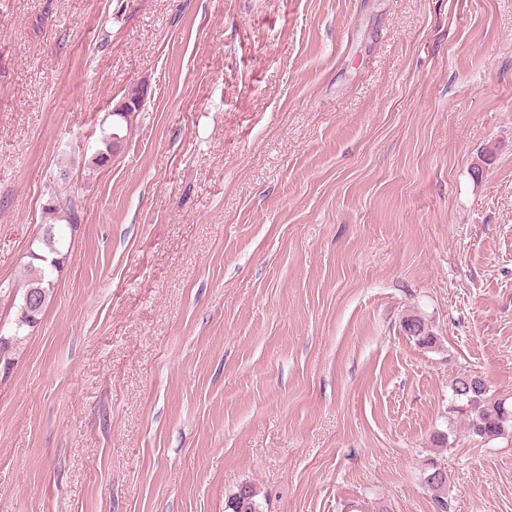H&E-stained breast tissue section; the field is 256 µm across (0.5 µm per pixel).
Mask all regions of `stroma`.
Instances as JSON below:
<instances>
[{
	"label": "stroma",
	"mask_w": 512,
	"mask_h": 512,
	"mask_svg": "<svg viewBox=\"0 0 512 512\" xmlns=\"http://www.w3.org/2000/svg\"><path fill=\"white\" fill-rule=\"evenodd\" d=\"M48 224L0 512H512V438L448 419L512 399V0H0L1 289ZM402 330L415 340L416 344L433 347L436 344V337L426 326L425 322L417 316L409 315L401 321ZM479 375L461 373L451 383L448 413L462 416L466 421L468 436L487 442L512 435V419H504V411H512L507 399L489 394ZM244 499L249 503L246 507H250V509H246L245 507V512H264V503L262 500L264 499L265 501V497L261 489L252 482L242 483L227 496L225 512H239L243 506Z\"/></svg>",
	"instance_id": "35a3bbf8"
}]
</instances>
